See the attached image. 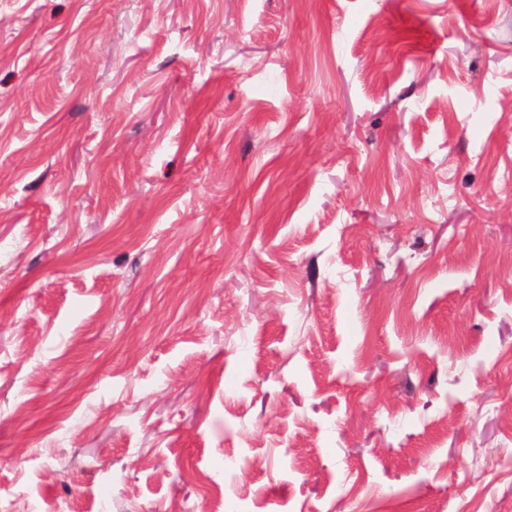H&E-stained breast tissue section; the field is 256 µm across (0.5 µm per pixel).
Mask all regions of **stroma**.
<instances>
[{"label": "stroma", "instance_id": "35a3bbf8", "mask_svg": "<svg viewBox=\"0 0 512 512\" xmlns=\"http://www.w3.org/2000/svg\"><path fill=\"white\" fill-rule=\"evenodd\" d=\"M219 495L512 512V0H0V512Z\"/></svg>", "mask_w": 512, "mask_h": 512}]
</instances>
